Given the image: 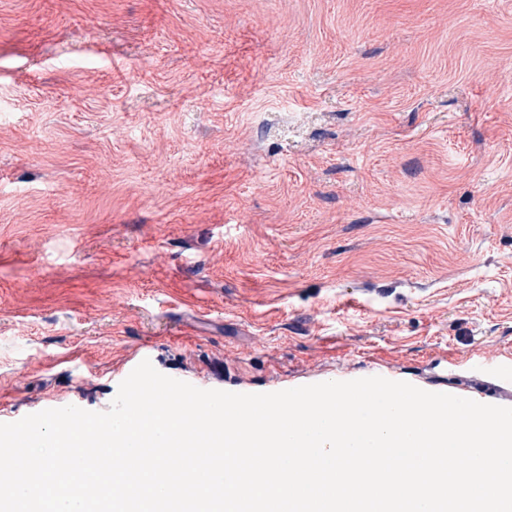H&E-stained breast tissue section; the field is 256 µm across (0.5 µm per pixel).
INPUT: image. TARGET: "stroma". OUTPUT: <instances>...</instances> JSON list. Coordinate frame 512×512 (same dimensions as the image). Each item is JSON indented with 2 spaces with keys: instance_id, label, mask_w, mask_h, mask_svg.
Instances as JSON below:
<instances>
[{
  "instance_id": "stroma-1",
  "label": "stroma",
  "mask_w": 512,
  "mask_h": 512,
  "mask_svg": "<svg viewBox=\"0 0 512 512\" xmlns=\"http://www.w3.org/2000/svg\"><path fill=\"white\" fill-rule=\"evenodd\" d=\"M512 353V0H0V422L130 369L275 392Z\"/></svg>"
}]
</instances>
